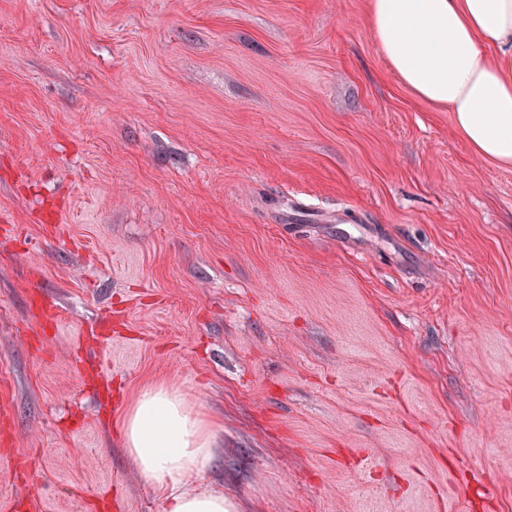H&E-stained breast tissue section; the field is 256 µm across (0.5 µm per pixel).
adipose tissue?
Listing matches in <instances>:
<instances>
[{"instance_id": "obj_1", "label": "adipose tissue", "mask_w": 512, "mask_h": 512, "mask_svg": "<svg viewBox=\"0 0 512 512\" xmlns=\"http://www.w3.org/2000/svg\"><path fill=\"white\" fill-rule=\"evenodd\" d=\"M380 49L411 92L448 108L480 156L512 166V0H370ZM218 425L176 386L147 384L130 403L122 445L165 512H240L207 487Z\"/></svg>"}]
</instances>
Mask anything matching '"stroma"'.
Listing matches in <instances>:
<instances>
[{
	"label": "stroma",
	"instance_id": "35a3bbf8",
	"mask_svg": "<svg viewBox=\"0 0 512 512\" xmlns=\"http://www.w3.org/2000/svg\"><path fill=\"white\" fill-rule=\"evenodd\" d=\"M369 0H0V512H165L151 380L243 512H512V167ZM218 425L173 384H147L128 406L122 446L140 479L158 492L165 512H240L237 500L204 486Z\"/></svg>",
	"mask_w": 512,
	"mask_h": 512
}]
</instances>
